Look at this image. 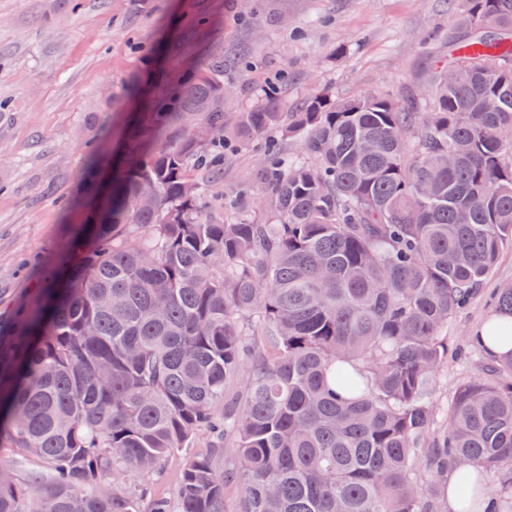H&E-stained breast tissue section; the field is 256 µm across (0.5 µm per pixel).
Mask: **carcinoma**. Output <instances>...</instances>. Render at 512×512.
Here are the masks:
<instances>
[{
	"mask_svg": "<svg viewBox=\"0 0 512 512\" xmlns=\"http://www.w3.org/2000/svg\"><path fill=\"white\" fill-rule=\"evenodd\" d=\"M464 2L425 100L269 97L230 126L224 56L180 48L73 265L0 334V448L41 462L0 461V512H443L461 463L463 512H512L511 353L431 438L448 322L512 241V0ZM242 149L258 220L224 187Z\"/></svg>",
	"mask_w": 512,
	"mask_h": 512,
	"instance_id": "carcinoma-1",
	"label": "carcinoma"
}]
</instances>
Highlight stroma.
<instances>
[{
    "instance_id": "stroma-1",
    "label": "stroma",
    "mask_w": 512,
    "mask_h": 512,
    "mask_svg": "<svg viewBox=\"0 0 512 512\" xmlns=\"http://www.w3.org/2000/svg\"><path fill=\"white\" fill-rule=\"evenodd\" d=\"M124 0H0V318L42 288L85 224L101 167L88 147L124 138L142 109L125 87L140 76L158 91L182 59L171 48L198 14L202 56H224V110L246 112L265 93L285 110L325 93L339 99L431 92L452 53L448 33L461 0H147L134 23ZM512 283V247L468 309L448 325L461 344L490 312L495 288ZM486 359L449 362L433 401L445 413L456 387Z\"/></svg>"
}]
</instances>
